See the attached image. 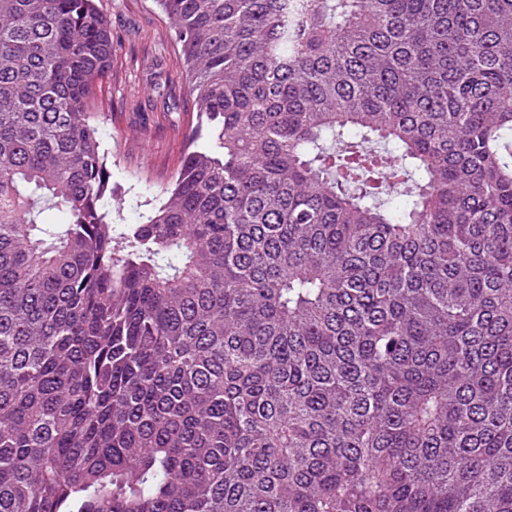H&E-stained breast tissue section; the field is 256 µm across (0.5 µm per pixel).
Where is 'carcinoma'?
<instances>
[{
    "instance_id": "1",
    "label": "carcinoma",
    "mask_w": 512,
    "mask_h": 512,
    "mask_svg": "<svg viewBox=\"0 0 512 512\" xmlns=\"http://www.w3.org/2000/svg\"><path fill=\"white\" fill-rule=\"evenodd\" d=\"M156 2L197 125L119 232L110 21L0 0V512H512V0Z\"/></svg>"
}]
</instances>
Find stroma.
Masks as SVG:
<instances>
[{
    "instance_id": "obj_1",
    "label": "stroma",
    "mask_w": 512,
    "mask_h": 512,
    "mask_svg": "<svg viewBox=\"0 0 512 512\" xmlns=\"http://www.w3.org/2000/svg\"><path fill=\"white\" fill-rule=\"evenodd\" d=\"M112 26V63L91 110L121 195L117 226L143 223L146 200L181 167L195 124L179 46L155 0H98Z\"/></svg>"
}]
</instances>
